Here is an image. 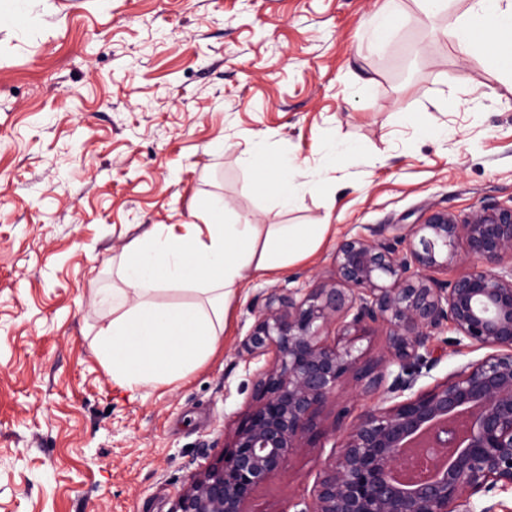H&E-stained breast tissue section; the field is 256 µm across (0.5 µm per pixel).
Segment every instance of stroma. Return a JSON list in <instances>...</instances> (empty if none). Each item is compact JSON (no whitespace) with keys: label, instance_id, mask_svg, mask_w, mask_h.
Here are the masks:
<instances>
[{"label":"stroma","instance_id":"obj_1","mask_svg":"<svg viewBox=\"0 0 512 512\" xmlns=\"http://www.w3.org/2000/svg\"><path fill=\"white\" fill-rule=\"evenodd\" d=\"M0 0V512H174L229 445L268 356L241 342L266 297L335 277L341 237L390 239L432 209L512 203V85L447 38L468 0ZM257 148L256 167L242 153ZM296 167L291 207L257 168ZM220 197L232 221L332 224L311 258L249 279L216 354L186 380L113 385L91 353L112 266L155 224ZM418 388L481 351L454 347ZM381 391L337 390L323 434L246 512H302L331 425Z\"/></svg>","mask_w":512,"mask_h":512}]
</instances>
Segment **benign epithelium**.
Segmentation results:
<instances>
[{"label":"benign epithelium","instance_id":"obj_1","mask_svg":"<svg viewBox=\"0 0 512 512\" xmlns=\"http://www.w3.org/2000/svg\"><path fill=\"white\" fill-rule=\"evenodd\" d=\"M335 262L332 282L301 300L291 290L266 298L243 348L273 357L231 449L192 476L175 512H245L253 492L318 436L336 390L364 380L388 405L347 424V413L336 417V456L300 512H497L500 504L476 495L512 488V205L433 209L392 240L344 239ZM452 263L468 268L439 279ZM445 324L455 345L488 353L416 391L438 362L433 339ZM377 325L388 358L363 362L354 343ZM423 435L448 450L446 465L428 482H397L409 444Z\"/></svg>","mask_w":512,"mask_h":512}]
</instances>
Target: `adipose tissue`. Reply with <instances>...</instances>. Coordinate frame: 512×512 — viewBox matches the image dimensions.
<instances>
[{
  "label": "adipose tissue",
  "instance_id": "adipose-tissue-1",
  "mask_svg": "<svg viewBox=\"0 0 512 512\" xmlns=\"http://www.w3.org/2000/svg\"><path fill=\"white\" fill-rule=\"evenodd\" d=\"M456 36L496 52L512 80V0H472ZM331 231L328 224H230L217 202L205 206L198 222L153 225L120 262L122 285L112 291V317L98 327L93 355L132 394L184 380L215 353L248 278L313 255ZM167 289L196 300L157 304Z\"/></svg>",
  "mask_w": 512,
  "mask_h": 512
}]
</instances>
